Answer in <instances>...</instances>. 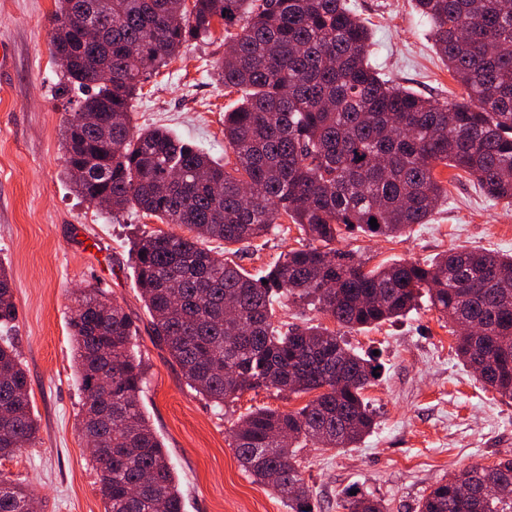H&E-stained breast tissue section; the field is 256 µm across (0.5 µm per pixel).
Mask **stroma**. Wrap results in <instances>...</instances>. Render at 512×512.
Segmentation results:
<instances>
[{"label": "stroma", "mask_w": 512, "mask_h": 512, "mask_svg": "<svg viewBox=\"0 0 512 512\" xmlns=\"http://www.w3.org/2000/svg\"><path fill=\"white\" fill-rule=\"evenodd\" d=\"M347 2L371 27L370 62L381 77L424 97H463L415 0ZM54 9V0H0V263L11 276L17 318L10 334L40 426L38 443L0 462V471L34 491L38 512H104L79 431L82 394L68 325L74 292L91 285L108 291L138 327L147 366L144 408L166 445L185 512H288L241 470L231 435L250 410H296L309 397L248 391L214 409L151 343L128 253L135 234L162 223L132 210L113 219L65 178L60 128L72 106L54 56ZM223 56L224 29L217 23L210 39L190 42L152 72L134 102L135 128L168 127L223 158L224 113L237 99L214 75ZM435 176L448 197L430 223L392 241L355 233L339 248L374 265L426 263L461 247L511 254L512 207L488 199L473 178L457 177L454 169L436 167ZM294 245V233L283 229L236 245L231 259L254 274ZM452 330L425 299L396 322L339 330L348 348L375 355L382 365L364 392L378 425L355 448L299 450L314 512H338L351 492L381 499L390 512H419L438 481L473 463L512 458V400L475 379L455 353Z\"/></svg>", "instance_id": "obj_1"}]
</instances>
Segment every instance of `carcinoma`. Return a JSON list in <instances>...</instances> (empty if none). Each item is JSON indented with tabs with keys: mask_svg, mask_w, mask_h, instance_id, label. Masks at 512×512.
<instances>
[{
	"mask_svg": "<svg viewBox=\"0 0 512 512\" xmlns=\"http://www.w3.org/2000/svg\"><path fill=\"white\" fill-rule=\"evenodd\" d=\"M431 24L460 100L419 96L370 66L368 27L345 0H55V57L82 91L62 128L64 174L87 202L117 219L133 208L189 235L135 237L136 288L152 343L187 384L217 407L263 389L312 393L288 412L240 417L233 448L253 481L306 512L296 448H353L376 426L364 391L377 365L320 324L275 326L274 303L301 301L341 327L406 316L418 300L477 328L456 350L479 380L512 399V255L451 249L425 264L367 268L336 241L358 231L398 239L426 224L448 189L442 164L474 177L490 199L512 205V0H416ZM82 15L100 37L81 45L66 21ZM224 26L232 52L218 81L242 96L224 112L219 163L164 128L133 130L131 100L150 70L190 40ZM295 224L299 247L256 277L204 247L250 243ZM376 219L378 228L370 226ZM69 328L83 391L80 432L93 448L105 512H184L165 445L141 400L146 368L132 318L102 288L76 293ZM16 318L0 266V325ZM39 426L28 376L11 342L0 343V461L33 446ZM344 512H388L349 495ZM0 512H34L28 487L0 472ZM419 512H512V459L472 464L436 483Z\"/></svg>",
	"mask_w": 512,
	"mask_h": 512,
	"instance_id": "carcinoma-1",
	"label": "carcinoma"
}]
</instances>
